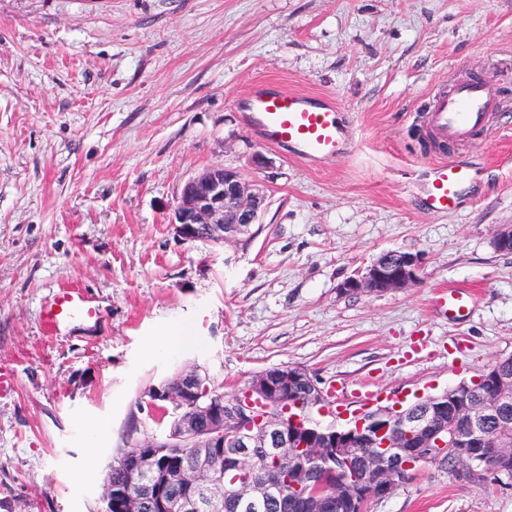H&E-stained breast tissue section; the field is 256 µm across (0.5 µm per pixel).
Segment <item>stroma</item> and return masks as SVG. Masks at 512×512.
Here are the masks:
<instances>
[{"label": "stroma", "instance_id": "1", "mask_svg": "<svg viewBox=\"0 0 512 512\" xmlns=\"http://www.w3.org/2000/svg\"><path fill=\"white\" fill-rule=\"evenodd\" d=\"M452 77L499 109L436 150L423 114ZM261 80L333 98L352 153L314 168L261 142L236 105ZM454 157L470 193L424 210L430 164ZM214 164L266 209L241 241H181L178 190ZM508 225L512 0H0V512H102L128 423L162 430L141 394L188 364L229 396L297 366L354 412L359 393L425 397L512 357V254L492 244ZM391 250L423 255L415 284L340 292ZM71 286L101 317L47 335ZM448 286L470 290L465 320L437 309ZM367 512H512V483L426 463Z\"/></svg>", "mask_w": 512, "mask_h": 512}]
</instances>
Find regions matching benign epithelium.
Here are the masks:
<instances>
[{"label":"benign epithelium","instance_id":"benign-epithelium-1","mask_svg":"<svg viewBox=\"0 0 512 512\" xmlns=\"http://www.w3.org/2000/svg\"><path fill=\"white\" fill-rule=\"evenodd\" d=\"M266 208L264 195L252 191L238 167L212 165L180 187L170 224L188 242L213 245L237 242L251 234ZM423 257L389 251L364 272L345 279L344 294L381 295L406 288L418 279ZM303 400L288 399L300 386ZM245 396L224 406V396L203 385L195 366L180 369L179 386L167 379L144 392L146 405L175 412V421L159 435L134 439L135 448H169L175 443L195 450L184 479L198 494L174 505L179 512H207L212 505L237 510L248 503L267 501L299 489L306 465L336 451L339 458L359 457L361 477L314 491L298 499L300 512H320L327 499L348 496L366 512L368 503L384 499L406 484L422 455L448 452L456 468L465 471L479 462L472 452L485 445L492 430L501 439L499 451L512 450V371L487 367L470 381L448 387L424 404L406 408L377 406L360 413L354 423L337 428L310 426L309 415L326 409L321 388L303 368L273 367L256 373L244 388ZM461 426L448 432V418ZM224 450L228 467L245 470L239 481L224 482V470L214 462V449ZM265 463V477L251 480L248 472ZM136 465L155 490L170 479L157 465V455L144 453Z\"/></svg>","mask_w":512,"mask_h":512}]
</instances>
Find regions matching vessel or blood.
I'll return each instance as SVG.
<instances>
[{
	"label": "vessel or blood",
	"mask_w": 512,
	"mask_h": 512,
	"mask_svg": "<svg viewBox=\"0 0 512 512\" xmlns=\"http://www.w3.org/2000/svg\"><path fill=\"white\" fill-rule=\"evenodd\" d=\"M237 106L261 140L284 148L292 159L322 166L335 163L353 149L341 109L331 98L259 82L239 97ZM493 108L482 82L456 80L450 91L436 95L428 124L440 140L464 141L473 137ZM472 181L473 171L466 161L433 164L424 188L428 209L438 213L453 210ZM98 317L92 300L77 288L60 289L41 315L43 327L51 335L69 323L92 322Z\"/></svg>",
	"instance_id": "b4317fda"
}]
</instances>
